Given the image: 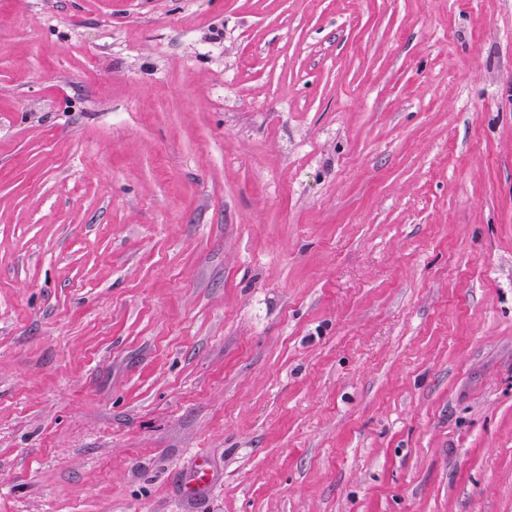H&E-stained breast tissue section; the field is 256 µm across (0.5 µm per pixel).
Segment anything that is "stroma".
Here are the masks:
<instances>
[{
    "instance_id": "35a3bbf8",
    "label": "stroma",
    "mask_w": 512,
    "mask_h": 512,
    "mask_svg": "<svg viewBox=\"0 0 512 512\" xmlns=\"http://www.w3.org/2000/svg\"><path fill=\"white\" fill-rule=\"evenodd\" d=\"M0 512H512V0H0Z\"/></svg>"
}]
</instances>
